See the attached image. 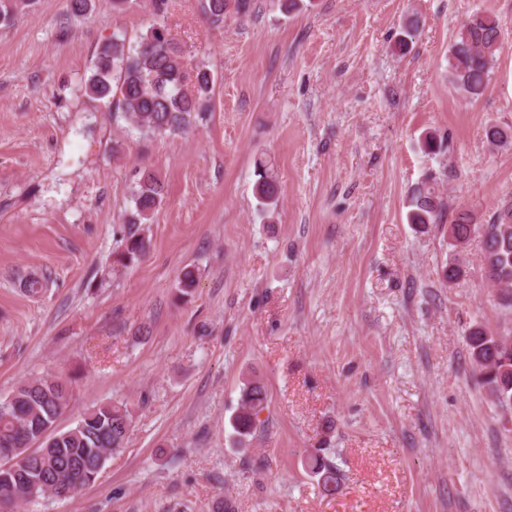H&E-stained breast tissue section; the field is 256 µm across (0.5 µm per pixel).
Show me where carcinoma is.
Returning <instances> with one entry per match:
<instances>
[{
  "instance_id": "cac0c4a2",
  "label": "carcinoma",
  "mask_w": 512,
  "mask_h": 512,
  "mask_svg": "<svg viewBox=\"0 0 512 512\" xmlns=\"http://www.w3.org/2000/svg\"><path fill=\"white\" fill-rule=\"evenodd\" d=\"M34 0H0V24L12 23ZM153 23L138 37L136 44L114 35L102 44L83 82L84 94L112 103L125 122L146 136L174 135L203 119L211 100L213 75L204 66L189 73L183 64L184 49L159 21L167 0H152ZM250 0H202L209 23L221 28L224 17L233 11L245 16ZM420 28L412 15L404 21L395 48L410 53ZM500 20L476 13L455 33L448 50V74L456 92L476 98L485 91L496 53L500 49ZM488 143L498 146L512 139V131L497 125L485 130ZM254 195L262 209L275 208L280 193L274 165L265 156L254 159ZM165 187L150 168L139 172L131 192L133 208L123 228L121 248L114 262L122 267L140 263L148 254V224L162 206ZM441 201L428 181L414 186L406 200L410 224H434ZM480 232V260L486 273L499 288L500 301L512 307V197L500 200L487 224L473 223L467 210H458L449 224L455 246L465 244L472 233ZM469 355L481 383L497 405L512 408V340L481 326L468 334ZM69 399V382L61 377L36 378L21 384L14 395L0 402V504L31 503L61 491L73 493L94 483L112 452L122 447L130 430L127 411L121 404H104L84 413L77 423L63 432L54 423ZM266 393L252 384L241 395L239 411L233 419L236 442L243 444L251 433L254 419L264 409ZM41 441L35 454H25L34 441ZM311 474L327 495L339 489L336 467L321 456L306 461Z\"/></svg>"
}]
</instances>
